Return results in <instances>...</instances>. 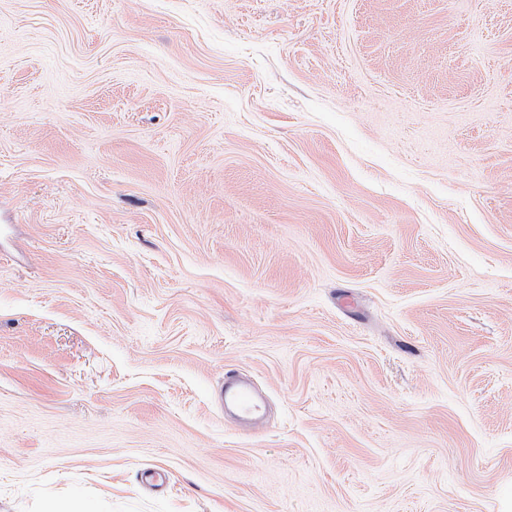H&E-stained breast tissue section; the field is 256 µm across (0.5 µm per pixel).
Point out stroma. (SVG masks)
<instances>
[{
	"label": "stroma",
	"mask_w": 512,
	"mask_h": 512,
	"mask_svg": "<svg viewBox=\"0 0 512 512\" xmlns=\"http://www.w3.org/2000/svg\"><path fill=\"white\" fill-rule=\"evenodd\" d=\"M74 499L512 512V0H0V512ZM221 401L244 419H251L258 410V396L253 386L235 370L224 371V383L219 391Z\"/></svg>",
	"instance_id": "obj_1"
}]
</instances>
